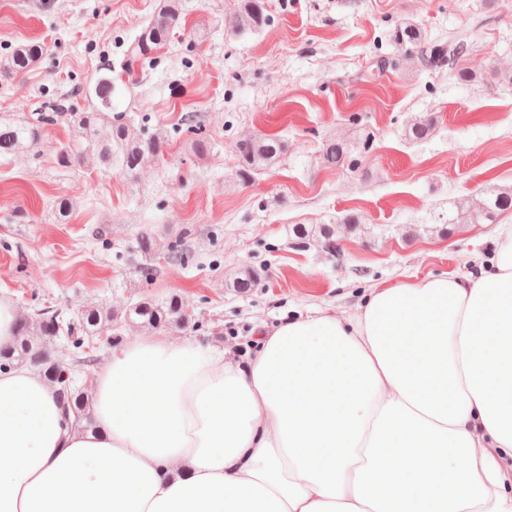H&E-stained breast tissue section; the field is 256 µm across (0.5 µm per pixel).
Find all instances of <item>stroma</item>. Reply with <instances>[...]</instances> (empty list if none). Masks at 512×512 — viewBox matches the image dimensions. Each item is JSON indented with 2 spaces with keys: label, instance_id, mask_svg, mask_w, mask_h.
I'll list each match as a JSON object with an SVG mask.
<instances>
[{
  "label": "stroma",
  "instance_id": "stroma-1",
  "mask_svg": "<svg viewBox=\"0 0 512 512\" xmlns=\"http://www.w3.org/2000/svg\"><path fill=\"white\" fill-rule=\"evenodd\" d=\"M263 2L267 23L234 33L224 20L239 0H182L179 36L148 65L129 47L156 0H0V60L25 42L43 47L27 73H0V119L23 123L61 99L94 111L85 88L110 72L113 114L168 135L160 158L131 177L91 156L60 164L72 136L63 114L28 151L1 156L0 300L69 320L92 304L176 295L190 320L164 336L242 363L256 334L288 318L349 317L380 286L487 265L497 226L472 223L463 205L512 189V0ZM403 24L429 39L464 33L468 50L455 67L425 68L389 40ZM421 115L433 133L414 144L406 129ZM255 131L279 134L288 150L244 182L235 143ZM330 137L354 145V166L322 164ZM62 197L73 205L64 220ZM448 214L457 224L446 232ZM146 224L188 245L184 267L139 252ZM297 224L335 225L340 255L295 248ZM246 269L260 278L242 293L234 279Z\"/></svg>",
  "mask_w": 512,
  "mask_h": 512
}]
</instances>
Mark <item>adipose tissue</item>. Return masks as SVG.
Segmentation results:
<instances>
[{
	"mask_svg": "<svg viewBox=\"0 0 512 512\" xmlns=\"http://www.w3.org/2000/svg\"><path fill=\"white\" fill-rule=\"evenodd\" d=\"M96 433L0 373V512H512V232L480 274L298 316L246 364L137 337L95 374Z\"/></svg>",
	"mask_w": 512,
	"mask_h": 512,
	"instance_id": "ef3b65f1",
	"label": "adipose tissue"
}]
</instances>
